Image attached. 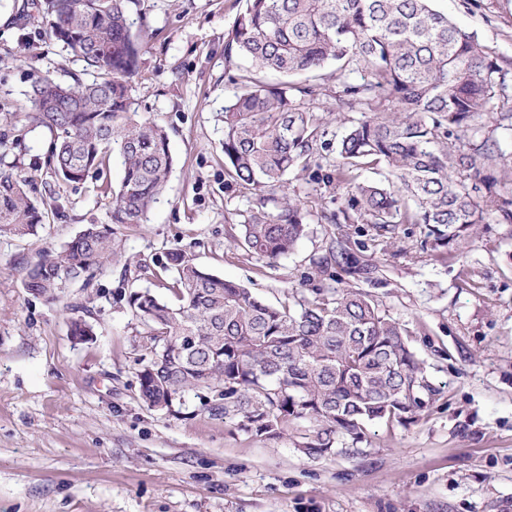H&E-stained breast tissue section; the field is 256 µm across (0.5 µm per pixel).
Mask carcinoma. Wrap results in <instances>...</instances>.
<instances>
[{
    "instance_id": "1",
    "label": "carcinoma",
    "mask_w": 512,
    "mask_h": 512,
    "mask_svg": "<svg viewBox=\"0 0 512 512\" xmlns=\"http://www.w3.org/2000/svg\"><path fill=\"white\" fill-rule=\"evenodd\" d=\"M127 0H31L49 35L84 63L87 82L46 75L32 86L26 118L51 134L45 166L58 187L92 177L109 199L112 223L141 224L173 168L166 131L137 118L129 79L139 44ZM437 0H245L226 57L249 61L224 105V168L235 183L281 200L270 215L250 213L240 244L270 261L307 234L306 214L288 193V172L307 171L323 117L305 105L321 87L286 80L332 68L336 117L358 112L336 141V186L345 192L338 224H370L380 237L422 224L437 248L452 249L479 224H512V175L498 168L499 142L482 118L512 131L506 93L512 62L491 55L475 33L437 9ZM365 70L353 80L350 75ZM273 71L269 84L255 73ZM123 177L113 187L112 156ZM383 169L396 182L360 180ZM60 193L32 200L27 180L0 166V233L37 232ZM112 227L86 225L60 251L30 265L28 290L52 299L63 280L87 285L112 261ZM168 303L149 289L128 305L163 336L142 364L140 398L174 405L205 389L224 421L261 440L297 433L310 456L357 449L370 424L416 422L438 389L410 349L399 323L354 288L315 293L293 310L258 300L175 248ZM186 336L196 337L192 348Z\"/></svg>"
}]
</instances>
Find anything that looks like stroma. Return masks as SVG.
<instances>
[{
	"label": "stroma",
	"instance_id": "stroma-1",
	"mask_svg": "<svg viewBox=\"0 0 512 512\" xmlns=\"http://www.w3.org/2000/svg\"><path fill=\"white\" fill-rule=\"evenodd\" d=\"M27 0H0V111L25 129L7 159L45 196L54 181L37 162L50 133L27 129V94L48 74L71 82L82 65L40 23L20 27ZM459 26L512 60V0H439ZM244 0H128L140 41L130 94L141 119L162 126L174 159L144 223L117 227V252L90 285L55 299L24 286L28 267L60 250L85 225L110 221L94 180L68 190L37 234H0V512H512V224H482L463 254L434 250L419 224H401L396 246L371 225L347 235L337 223L335 81L311 103L326 123L317 166L292 171L289 189L308 214L307 235L276 261L235 239L247 215L277 213L224 173V103L246 64L224 43ZM35 55L36 66L23 64ZM348 249L366 273H350L330 247ZM196 262L277 305L292 293L354 287L408 331L439 393L418 421L374 424L359 452L312 457L291 433L259 440L225 422L206 391L173 411L139 397L151 326L128 305L148 288L162 299L167 253ZM94 327L74 343L70 322Z\"/></svg>",
	"mask_w": 512,
	"mask_h": 512
}]
</instances>
